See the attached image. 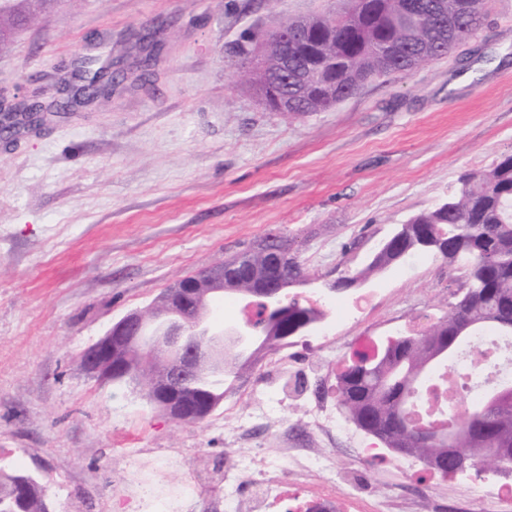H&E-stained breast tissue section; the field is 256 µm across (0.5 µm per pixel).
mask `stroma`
Returning a JSON list of instances; mask_svg holds the SVG:
<instances>
[{"label":"stroma","mask_w":512,"mask_h":512,"mask_svg":"<svg viewBox=\"0 0 512 512\" xmlns=\"http://www.w3.org/2000/svg\"><path fill=\"white\" fill-rule=\"evenodd\" d=\"M338 0H64L0 51V98L40 92L81 56L112 55L129 74L110 97L52 112L0 144V466L41 477L51 512H215L230 436L243 429L270 461L304 425L314 393L337 400L350 349L327 365L303 355L288 386L253 362L236 412L177 424L131 383L87 375L79 355L113 322L177 279L280 230L321 286L291 294L344 335L380 341L426 330L464 271L428 254L366 285L328 283L360 268L400 224L445 201L468 173L512 154V0H485L484 21L448 55L365 84L327 112L284 119L252 97L236 50L286 18ZM167 23L153 74L137 38ZM368 311L354 310L358 296ZM422 461L387 452L336 456V498L383 506L424 491L429 512H488Z\"/></svg>","instance_id":"stroma-1"}]
</instances>
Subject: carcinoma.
I'll use <instances>...</instances> for the list:
<instances>
[{
  "label": "carcinoma",
  "mask_w": 512,
  "mask_h": 512,
  "mask_svg": "<svg viewBox=\"0 0 512 512\" xmlns=\"http://www.w3.org/2000/svg\"><path fill=\"white\" fill-rule=\"evenodd\" d=\"M60 0H0V49L8 45L13 30L27 22L44 20ZM413 18L403 17L407 0H348L347 7L332 14L290 18L279 29L288 53V72L278 66L271 53L262 60L263 71L246 69L254 51L243 46L240 58L245 83L255 96L277 87L288 103L286 117L327 112L366 83L396 72H409L448 54L455 43L475 34L484 17L483 0H412ZM108 65L97 57H86L78 72L104 78ZM0 122L11 138L30 127L27 107L22 101L0 107ZM414 235H440L447 240L434 247L431 255L452 266L467 263L474 277V292L454 305L429 329L400 336L402 353L384 351L371 359L349 360L337 377L339 403L344 414L371 435L379 417L400 408L412 439L411 456L422 461L447 453L442 444L448 428H454L457 447L475 462L485 458V450L497 446L512 448V395L489 404L490 398L512 382L498 380L487 368L486 391L477 409L463 422L432 416L419 409L424 399L423 384L443 386L436 375L448 369L455 375L458 358L474 352L477 339L487 327L498 336L512 337V154L504 155L489 171L466 174L461 186L448 201L411 218ZM288 240L283 233H268L257 245L224 259L228 276L224 286L205 290L198 304L206 305L218 289L238 295L249 286L237 281L243 263L253 272H267L274 260L269 250ZM398 264L396 255L384 252L373 257L353 277L368 280ZM307 275L301 264L279 273L281 286L288 288ZM288 323L304 316L316 322L319 312L296 298L286 299ZM132 373L127 380L140 387L152 401L150 382L159 372L158 364L139 351L131 354ZM224 383L207 373L186 388V397L195 407L211 415L224 399ZM0 512H49L39 481L29 474H10L0 468Z\"/></svg>",
  "instance_id": "1"
}]
</instances>
